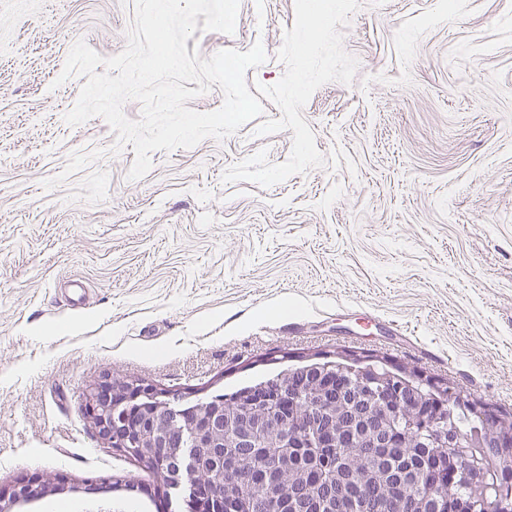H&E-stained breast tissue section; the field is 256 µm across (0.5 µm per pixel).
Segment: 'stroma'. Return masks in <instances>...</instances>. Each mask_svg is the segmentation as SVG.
Instances as JSON below:
<instances>
[{
  "mask_svg": "<svg viewBox=\"0 0 512 512\" xmlns=\"http://www.w3.org/2000/svg\"><path fill=\"white\" fill-rule=\"evenodd\" d=\"M133 16L0 0V488L65 480L14 512H185L83 414L115 371L226 393L276 350L370 349L512 413V0H239L186 48L262 42L260 116L136 180L60 77Z\"/></svg>",
  "mask_w": 512,
  "mask_h": 512,
  "instance_id": "1",
  "label": "stroma"
}]
</instances>
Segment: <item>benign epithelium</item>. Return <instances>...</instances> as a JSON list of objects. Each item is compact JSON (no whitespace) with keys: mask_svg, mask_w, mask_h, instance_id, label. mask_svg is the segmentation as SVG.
<instances>
[{"mask_svg":"<svg viewBox=\"0 0 512 512\" xmlns=\"http://www.w3.org/2000/svg\"><path fill=\"white\" fill-rule=\"evenodd\" d=\"M266 360L290 363L289 369H316L320 375L345 379L339 389L327 384L318 388L323 398L336 397V406L354 419L357 428L350 438L362 448H394L391 415L407 397L417 400L408 428L424 433L440 446L462 447L465 438L448 431V443L442 442L443 430L438 403L468 405L479 420L489 424L498 420L496 407L476 402L460 392L451 382L439 381L419 369L410 372L393 367L390 357L339 350L334 354H274ZM306 394L303 387L288 386L285 391L269 393L258 386L246 393L252 404H272L271 412L288 413L295 400ZM84 411L99 439L109 448L127 450L146 448L144 457L155 459L175 454L182 479L163 485L166 494L188 492L206 512H218L224 505L221 481L188 485L185 478L201 463L203 453L224 460L230 433L224 431V399L217 397L205 404L186 405L185 395L145 380L119 382L107 375L83 396ZM485 441L497 458L495 467L512 468V437L486 429ZM64 489L58 479L23 478L0 492V509L9 512L20 502L33 501ZM486 512H507L512 508V488H502L491 502H484Z\"/></svg>","mask_w":512,"mask_h":512,"instance_id":"1","label":"benign epithelium"}]
</instances>
